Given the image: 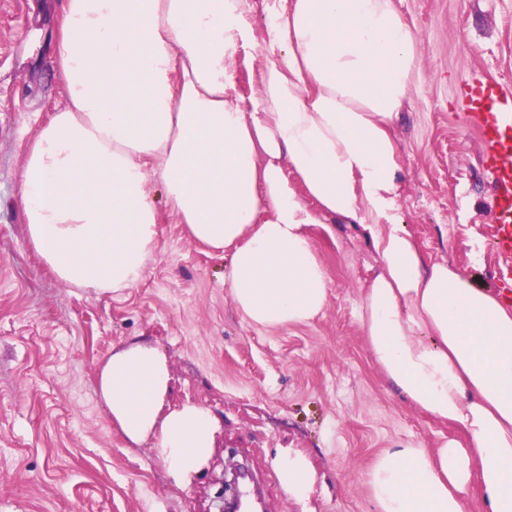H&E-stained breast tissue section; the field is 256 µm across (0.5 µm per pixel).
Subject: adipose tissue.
Segmentation results:
<instances>
[{
    "label": "adipose tissue",
    "instance_id": "ef3b65f1",
    "mask_svg": "<svg viewBox=\"0 0 512 512\" xmlns=\"http://www.w3.org/2000/svg\"><path fill=\"white\" fill-rule=\"evenodd\" d=\"M270 48L251 109L234 61L255 32L254 0H63L53 67L66 104L30 144L18 204L29 240L70 288L135 287L159 247L165 203L191 240L230 250L224 281L261 328L306 324L329 280L307 229L363 228L379 269L359 318L375 362L418 411L468 441L389 448L367 476L373 512H512V305L426 258L401 222L391 127L420 66L395 0H263ZM305 192L297 194L286 174ZM165 355L135 340L97 391L131 444L153 440L176 484L209 460L217 421L165 405ZM295 498L307 459H278Z\"/></svg>",
    "mask_w": 512,
    "mask_h": 512
}]
</instances>
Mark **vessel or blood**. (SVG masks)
<instances>
[{"instance_id": "1", "label": "vessel or blood", "mask_w": 512, "mask_h": 512, "mask_svg": "<svg viewBox=\"0 0 512 512\" xmlns=\"http://www.w3.org/2000/svg\"><path fill=\"white\" fill-rule=\"evenodd\" d=\"M464 109L480 135L491 177L494 247L499 275L512 281V88L473 76L466 81Z\"/></svg>"}]
</instances>
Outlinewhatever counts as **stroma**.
<instances>
[{"instance_id":"35a3bbf8","label":"stroma","mask_w":512,"mask_h":512,"mask_svg":"<svg viewBox=\"0 0 512 512\" xmlns=\"http://www.w3.org/2000/svg\"><path fill=\"white\" fill-rule=\"evenodd\" d=\"M396 4L421 54L392 126L398 214L430 261L502 290L491 184L463 93L474 74L512 87V0ZM60 9L61 0H0V512H219L234 466L260 488L265 512H372L367 474L381 452L463 433L406 403L372 357L359 305L377 262L360 225H310L328 301L310 323L286 327L241 317L224 282L230 251L192 241L155 181L160 246L135 287H67L34 251L18 186L29 145L66 103L52 66ZM255 18L235 63L246 101L267 56L265 17ZM133 339L166 355L168 407L190 401L217 419L214 451L188 485L169 478L153 441L130 445L97 396L102 364ZM287 451L316 473L301 502L279 478Z\"/></svg>"}]
</instances>
